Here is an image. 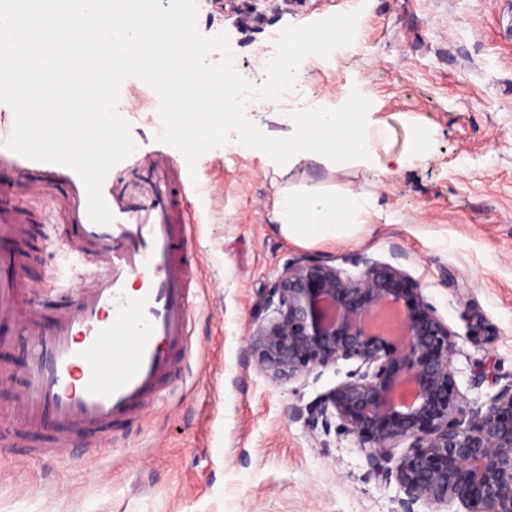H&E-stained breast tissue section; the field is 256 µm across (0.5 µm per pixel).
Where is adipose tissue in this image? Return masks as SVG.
<instances>
[{
	"instance_id": "obj_1",
	"label": "adipose tissue",
	"mask_w": 512,
	"mask_h": 512,
	"mask_svg": "<svg viewBox=\"0 0 512 512\" xmlns=\"http://www.w3.org/2000/svg\"><path fill=\"white\" fill-rule=\"evenodd\" d=\"M374 208L373 199L358 193L336 197L285 188L275 202V220L285 236L302 244L344 241L362 229Z\"/></svg>"
}]
</instances>
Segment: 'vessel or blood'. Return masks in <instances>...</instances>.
<instances>
[{"label": "vessel or blood", "mask_w": 512, "mask_h": 512, "mask_svg": "<svg viewBox=\"0 0 512 512\" xmlns=\"http://www.w3.org/2000/svg\"><path fill=\"white\" fill-rule=\"evenodd\" d=\"M17 181L47 192V211L66 230L68 251L89 259V285L45 303L19 269L35 220L0 189V449L37 460H82L110 448L117 431L144 418L190 367L198 266L189 249L186 178L166 152L132 154L108 173L103 195L115 216L107 226L87 215L80 177L52 163L23 165Z\"/></svg>", "instance_id": "obj_1"}]
</instances>
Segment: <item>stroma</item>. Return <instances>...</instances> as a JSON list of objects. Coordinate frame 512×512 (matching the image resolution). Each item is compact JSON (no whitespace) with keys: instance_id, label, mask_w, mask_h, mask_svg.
<instances>
[{"instance_id":"obj_1","label":"stroma","mask_w":512,"mask_h":512,"mask_svg":"<svg viewBox=\"0 0 512 512\" xmlns=\"http://www.w3.org/2000/svg\"><path fill=\"white\" fill-rule=\"evenodd\" d=\"M332 0H200L197 27L227 31L249 79L289 25L335 15ZM357 46L311 57L297 99L339 101L359 90L381 164L338 169L307 161L278 174L261 151L223 146L198 161L187 187L197 218L202 311L194 367L154 414L118 433L95 472L74 461L0 459V512H397L396 483L370 472L350 439L297 419L355 369L276 382L244 355L258 293L288 259L306 255L356 273L368 255L421 283L458 336V388L479 407L512 382V0H367ZM157 94L136 78L119 105L138 149H155ZM426 156L398 167L415 131ZM374 198L377 213L352 240L299 245L273 214L283 187ZM44 226L21 276L47 292H72L90 268Z\"/></svg>"}]
</instances>
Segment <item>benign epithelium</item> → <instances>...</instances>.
Masks as SVG:
<instances>
[{"label":"benign epithelium","instance_id":"7a95c632","mask_svg":"<svg viewBox=\"0 0 512 512\" xmlns=\"http://www.w3.org/2000/svg\"><path fill=\"white\" fill-rule=\"evenodd\" d=\"M357 265L353 275L288 260L256 303L247 362L274 381L358 362L295 416L353 437L374 475L403 492L397 512H512V382L471 410L453 368L459 336L421 284L369 256Z\"/></svg>","mask_w":512,"mask_h":512}]
</instances>
